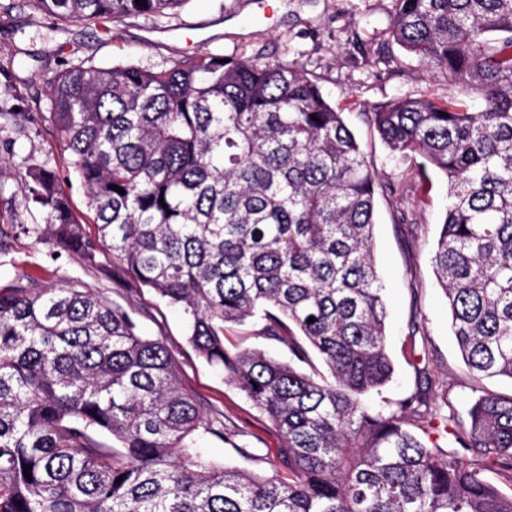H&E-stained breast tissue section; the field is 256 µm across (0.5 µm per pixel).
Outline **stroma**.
Instances as JSON below:
<instances>
[{
    "instance_id": "1",
    "label": "stroma",
    "mask_w": 512,
    "mask_h": 512,
    "mask_svg": "<svg viewBox=\"0 0 512 512\" xmlns=\"http://www.w3.org/2000/svg\"><path fill=\"white\" fill-rule=\"evenodd\" d=\"M394 10V0H269L265 9L259 0H186L174 12L95 26L54 21L32 0H0V289L75 285L132 312L143 335L167 346L183 387L207 411L223 415L225 438L209 435L200 445L226 465L263 475L281 471L282 438L221 371L195 355L181 310L124 276L111 254L91 265L20 230L46 221L26 187L31 160L69 176V153L51 122L50 86L82 61L154 71L202 54L299 63L341 109L378 175L374 254L386 285L395 372L368 400L404 399L423 387L427 371L448 385L463 418L480 391L512 395V380L473 381L450 334L448 305L431 265L448 208L444 180L432 169L423 181L396 166L365 119L397 97L444 100L450 93L445 74L427 71L390 39Z\"/></svg>"
}]
</instances>
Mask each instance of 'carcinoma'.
Returning a JSON list of instances; mask_svg holds the SVG:
<instances>
[{
    "label": "carcinoma",
    "instance_id": "carcinoma-1",
    "mask_svg": "<svg viewBox=\"0 0 512 512\" xmlns=\"http://www.w3.org/2000/svg\"><path fill=\"white\" fill-rule=\"evenodd\" d=\"M32 2L102 23L185 0ZM389 36L482 100L471 112L451 95L398 97L366 121L397 164L446 179L431 263L452 334L474 378L512 379V0H395ZM51 99L97 235L36 159L28 190L46 224L33 231L91 265L111 253L180 307L197 357L281 433L288 477L199 446L224 422L131 313L89 289L21 285L0 291V512H512V493L486 478L512 487V396H479L466 424L442 414L448 398H433L424 370L409 397L365 400L394 373L377 181L317 80L214 54L159 72L81 63ZM252 319L288 360L226 347V325ZM312 352L329 376L297 368Z\"/></svg>",
    "mask_w": 512,
    "mask_h": 512
}]
</instances>
